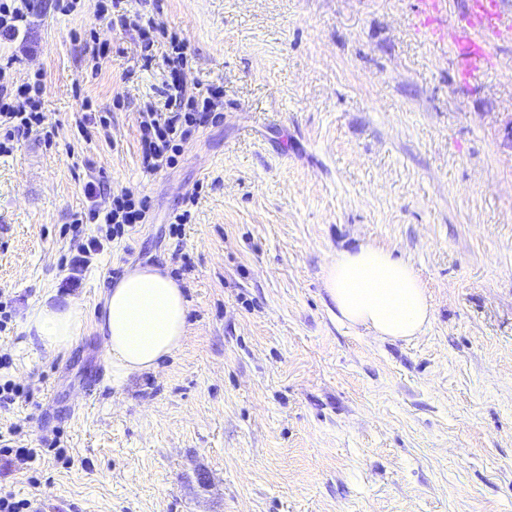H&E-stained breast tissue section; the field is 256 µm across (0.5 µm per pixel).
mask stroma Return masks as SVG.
<instances>
[{
    "label": "stroma",
    "instance_id": "35a3bbf8",
    "mask_svg": "<svg viewBox=\"0 0 512 512\" xmlns=\"http://www.w3.org/2000/svg\"><path fill=\"white\" fill-rule=\"evenodd\" d=\"M57 4L0 37L18 81L41 74L46 114L0 157V378L30 394L0 428L67 459L0 456V494L42 512H512V40L462 59L417 29L422 0H160L183 82L223 86L224 109L149 172L138 116L164 107L170 51L160 35L142 57L153 5L129 0L120 24L97 0ZM101 176L151 201L111 242L72 223ZM94 237L66 287L63 257ZM362 244L415 267L421 336L336 322L322 273ZM137 263L168 266L189 301L155 372L108 386L90 322L69 351L21 349L34 304L66 291L98 312Z\"/></svg>",
    "mask_w": 512,
    "mask_h": 512
}]
</instances>
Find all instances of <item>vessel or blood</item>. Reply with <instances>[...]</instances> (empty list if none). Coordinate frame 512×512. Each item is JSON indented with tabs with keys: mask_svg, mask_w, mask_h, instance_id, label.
Here are the masks:
<instances>
[{
	"mask_svg": "<svg viewBox=\"0 0 512 512\" xmlns=\"http://www.w3.org/2000/svg\"><path fill=\"white\" fill-rule=\"evenodd\" d=\"M482 34L499 40L512 38V25L503 20L501 0H471L465 25L454 33V46L471 58H484L485 51L478 40Z\"/></svg>",
	"mask_w": 512,
	"mask_h": 512,
	"instance_id": "b4317fda",
	"label": "vessel or blood"
}]
</instances>
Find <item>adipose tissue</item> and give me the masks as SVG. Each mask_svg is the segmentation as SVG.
Wrapping results in <instances>:
<instances>
[{"mask_svg": "<svg viewBox=\"0 0 512 512\" xmlns=\"http://www.w3.org/2000/svg\"><path fill=\"white\" fill-rule=\"evenodd\" d=\"M332 314L344 326L390 339L409 340L430 324L433 310L413 264L363 244L336 254L323 271ZM189 302L168 269L137 264L104 293L93 320L108 357L107 382L122 390L133 376L156 370L182 346ZM87 317L69 298L45 297L26 313L30 347L68 350Z\"/></svg>", "mask_w": 512, "mask_h": 512, "instance_id": "obj_1", "label": "adipose tissue"}]
</instances>
